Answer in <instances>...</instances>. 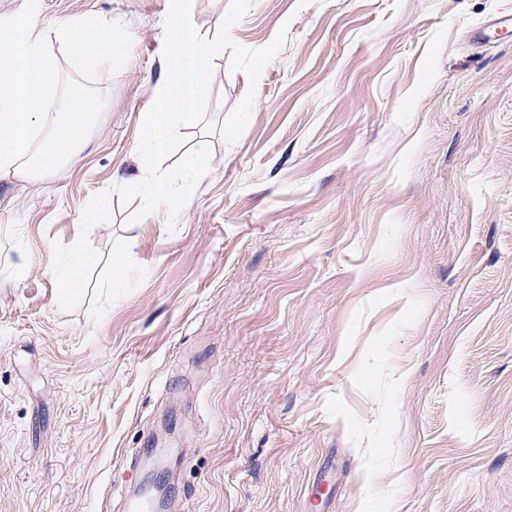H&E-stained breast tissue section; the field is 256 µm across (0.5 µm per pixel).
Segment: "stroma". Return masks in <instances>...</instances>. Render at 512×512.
Returning <instances> with one entry per match:
<instances>
[{
  "label": "stroma",
  "mask_w": 512,
  "mask_h": 512,
  "mask_svg": "<svg viewBox=\"0 0 512 512\" xmlns=\"http://www.w3.org/2000/svg\"><path fill=\"white\" fill-rule=\"evenodd\" d=\"M45 26L130 28L88 145L0 181V512H123L115 474L173 421L166 512H512V0H255L232 29L288 40L175 232L90 233L62 310L53 242L137 182L169 0H40ZM214 60L208 119L245 96ZM130 264L107 287L116 254Z\"/></svg>",
  "instance_id": "obj_1"
}]
</instances>
